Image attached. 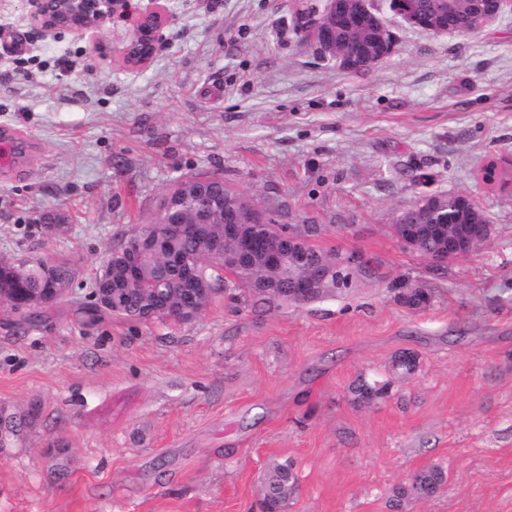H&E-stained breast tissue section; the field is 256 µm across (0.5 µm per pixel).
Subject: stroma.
I'll list each match as a JSON object with an SVG mask.
<instances>
[{
	"label": "stroma",
	"instance_id": "stroma-1",
	"mask_svg": "<svg viewBox=\"0 0 512 512\" xmlns=\"http://www.w3.org/2000/svg\"><path fill=\"white\" fill-rule=\"evenodd\" d=\"M376 0L396 49L364 74L320 58L290 0H168L152 63L98 58L0 0V126L35 138L0 177V254L67 258L72 294L15 327L0 307V407L32 413L0 448V512H260L268 466L294 465L285 512H512V13L434 35ZM220 173L372 277L310 304L188 323L79 322L109 250L176 178ZM467 193L492 244L436 267L391 231L423 194ZM401 278L431 291L398 303ZM414 352L398 378L392 359ZM392 383L364 405L358 380ZM441 467L432 496L393 490Z\"/></svg>",
	"mask_w": 512,
	"mask_h": 512
}]
</instances>
